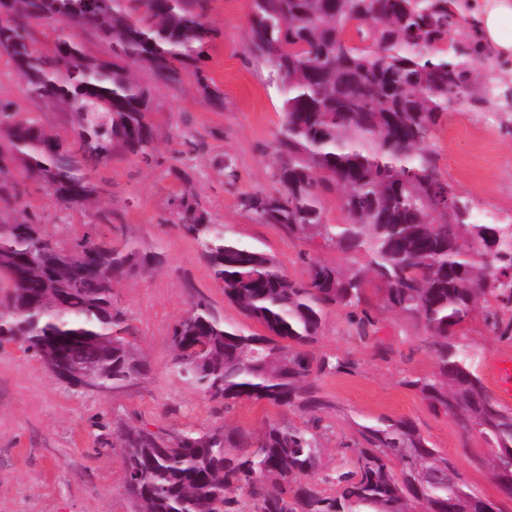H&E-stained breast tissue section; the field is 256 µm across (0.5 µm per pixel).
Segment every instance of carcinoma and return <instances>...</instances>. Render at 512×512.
Listing matches in <instances>:
<instances>
[{
    "mask_svg": "<svg viewBox=\"0 0 512 512\" xmlns=\"http://www.w3.org/2000/svg\"><path fill=\"white\" fill-rule=\"evenodd\" d=\"M208 0H0V57L32 102H58L75 115V137L47 133L37 114L16 118L0 105V206L24 205L26 181L48 188L64 208L106 189L92 171L117 153L150 161L156 151L149 89L138 64L169 84L200 74ZM472 0H251L246 39L263 58L281 99L274 194L242 206L262 224L319 239L348 255L344 270L312 261L293 279L267 252L242 244L224 224L180 197L183 234L193 240L224 297L263 332L224 322L193 302L172 330L174 371L224 409L245 400L310 414L268 424L252 436L224 426L173 434L146 427L119 432L124 489L135 512H485L486 500L461 478L448 482V457L408 419L380 417L356 428L351 463L322 462L323 402L312 373L352 372L356 363L306 350L325 310L348 311L359 337L374 327L363 306L374 285L383 303L420 323L433 371L402 385L435 413L481 432L488 466L511 489L512 410L485 390L480 351L459 335L480 306L484 321L512 340V224H496L455 192L429 142L448 109L473 97L488 118L512 122V85L481 43ZM34 24L56 33L45 53ZM92 32L110 50L85 52ZM340 193L346 220L326 223L321 198ZM146 256L129 243L86 234L63 246L29 221H0V342H20L67 383L116 389L143 365L126 337L114 282ZM334 487L328 494L320 484Z\"/></svg>",
    "mask_w": 512,
    "mask_h": 512,
    "instance_id": "1",
    "label": "carcinoma"
}]
</instances>
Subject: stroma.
I'll use <instances>...</instances> for the list:
<instances>
[{
  "label": "stroma",
  "instance_id": "stroma-1",
  "mask_svg": "<svg viewBox=\"0 0 512 512\" xmlns=\"http://www.w3.org/2000/svg\"><path fill=\"white\" fill-rule=\"evenodd\" d=\"M248 14L249 0H209L206 22L218 35L208 43L201 64L207 85H200L190 70L179 84L168 86L145 68H136L152 98L157 144L152 162L123 155L99 166L92 177L107 192L87 208H64L43 185H27L28 213L58 239L69 242L94 231L116 244L130 242L144 252H158L160 259L115 288L127 337L145 365L141 378L105 392L79 389L59 380L21 343L0 345V512H134L124 490L122 450L115 435L120 426L176 433L221 425L257 434L274 421L304 419L293 410L251 401L224 410L172 371V329L193 301L205 300L228 323L245 322L211 278L195 244L178 229L182 191L192 192L212 221L227 225L242 243L276 257L289 276H303L309 259L345 269L351 265L336 249L259 223L241 205L245 195L278 189L271 172L282 122L269 67L246 47ZM0 100L14 103L22 114L36 111L43 128L60 139L75 135L69 109L60 103L33 104L3 58ZM430 148L458 193L483 209H512V127L454 107ZM102 214L109 215V223H95ZM368 313L377 331L362 341L346 311L328 309L310 348L313 357L334 354L357 365L354 372L313 380L326 404L320 414L326 428L324 465L342 464L356 424L405 418L447 454L496 512H512V499L500 493L483 464L489 456L483 435L433 412L419 393L402 384L406 377L433 369L424 330L388 309L377 293Z\"/></svg>",
  "mask_w": 512,
  "mask_h": 512
}]
</instances>
